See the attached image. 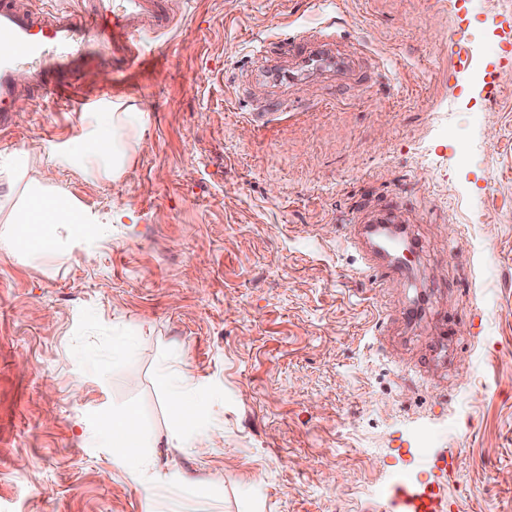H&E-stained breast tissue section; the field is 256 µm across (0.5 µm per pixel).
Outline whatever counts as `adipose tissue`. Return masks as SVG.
Returning <instances> with one entry per match:
<instances>
[{"label":"adipose tissue","mask_w":512,"mask_h":512,"mask_svg":"<svg viewBox=\"0 0 512 512\" xmlns=\"http://www.w3.org/2000/svg\"><path fill=\"white\" fill-rule=\"evenodd\" d=\"M125 124L120 113L110 112L101 129L93 135L78 137L73 147V155L79 168L103 155L118 139ZM0 185L18 190L19 195L12 207L10 223L23 225L22 234L5 232L0 243L12 252H32L43 248L44 241L32 232L39 224H58L72 238H85L97 232L100 227L97 219L85 208L74 203L62 202L47 185L42 171L27 152H14L8 159L0 161ZM195 391L192 378L187 371L175 375L169 394V402L175 409V418L181 424L176 434L178 447L196 448L200 445L194 428L198 416L193 408ZM140 439L137 431L134 409L128 408L112 417V451L131 468H138L141 459L138 448Z\"/></svg>","instance_id":"obj_1"}]
</instances>
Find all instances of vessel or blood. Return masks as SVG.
I'll use <instances>...</instances> for the list:
<instances>
[{
    "label": "vessel or blood",
    "mask_w": 512,
    "mask_h": 512,
    "mask_svg": "<svg viewBox=\"0 0 512 512\" xmlns=\"http://www.w3.org/2000/svg\"><path fill=\"white\" fill-rule=\"evenodd\" d=\"M177 13L171 0H85L84 8L27 10L17 0H0V129H8L20 104L40 106L44 94L64 96L71 76L90 62L104 59L119 70L136 65L148 42L171 32ZM339 32L326 26L316 33L302 31L260 47L274 63L261 70L271 85L295 84L322 75L343 82L356 70L361 56L338 48ZM28 64L27 88L19 90L17 73ZM287 100L263 99L250 110L263 123L289 112Z\"/></svg>",
    "instance_id": "b4317fda"
}]
</instances>
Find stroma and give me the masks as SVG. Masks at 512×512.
Returning <instances> with one entry per match:
<instances>
[{
    "mask_svg": "<svg viewBox=\"0 0 512 512\" xmlns=\"http://www.w3.org/2000/svg\"><path fill=\"white\" fill-rule=\"evenodd\" d=\"M172 2L143 64L83 70L82 111L52 95L0 132V154L29 152L63 198L124 214L103 238L53 225L45 252L0 248V512H405L423 490L445 512H512V10ZM330 23L374 71L257 80L262 45ZM260 98L300 109L256 127ZM101 112L126 115L119 157L87 178L62 158ZM393 202L419 248L380 283L345 235ZM185 367L198 452L172 445ZM131 405L136 470L111 447Z\"/></svg>",
    "mask_w": 512,
    "mask_h": 512,
    "instance_id": "1",
    "label": "stroma"
}]
</instances>
